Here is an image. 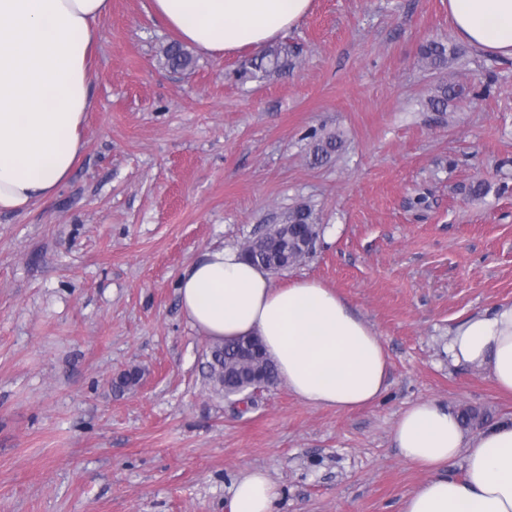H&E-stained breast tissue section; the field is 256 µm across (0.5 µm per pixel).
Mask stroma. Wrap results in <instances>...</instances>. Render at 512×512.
Listing matches in <instances>:
<instances>
[{
	"mask_svg": "<svg viewBox=\"0 0 512 512\" xmlns=\"http://www.w3.org/2000/svg\"><path fill=\"white\" fill-rule=\"evenodd\" d=\"M174 38L150 0H112L80 158L55 199L0 214V512H225L255 469L274 512H400L428 477L393 442L403 410L512 417L447 351L457 322L512 302V59L458 39L448 0H313L277 39L286 67L257 80L238 76L249 47L170 71ZM433 41L440 69L421 58ZM441 84L465 93L435 112ZM329 133L341 151L314 162ZM478 179L491 189L469 198ZM300 203L336 233L273 281L319 280L375 329L389 374L371 406L279 382L245 408L203 379L179 276ZM131 366L139 385L114 392Z\"/></svg>",
	"mask_w": 512,
	"mask_h": 512,
	"instance_id": "stroma-1",
	"label": "stroma"
}]
</instances>
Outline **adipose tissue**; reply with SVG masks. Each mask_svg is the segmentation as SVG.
Listing matches in <instances>:
<instances>
[{"instance_id": "obj_1", "label": "adipose tissue", "mask_w": 512, "mask_h": 512, "mask_svg": "<svg viewBox=\"0 0 512 512\" xmlns=\"http://www.w3.org/2000/svg\"><path fill=\"white\" fill-rule=\"evenodd\" d=\"M312 0H151L180 38L208 55L262 49L310 11ZM111 0H0V213L53 199L83 149L92 109L87 49ZM459 39L512 58V0H448ZM181 308L213 341L256 336L278 377L301 401L348 411L386 389L388 356L350 303L315 279L274 286L239 248L209 250L181 275ZM448 356L487 372L512 395V303H500L448 333ZM402 459L428 473L401 512H512V419L466 435L457 413L435 400L399 416ZM462 460L463 476L444 471ZM278 492L265 472L236 481L228 512H273Z\"/></svg>"}]
</instances>
